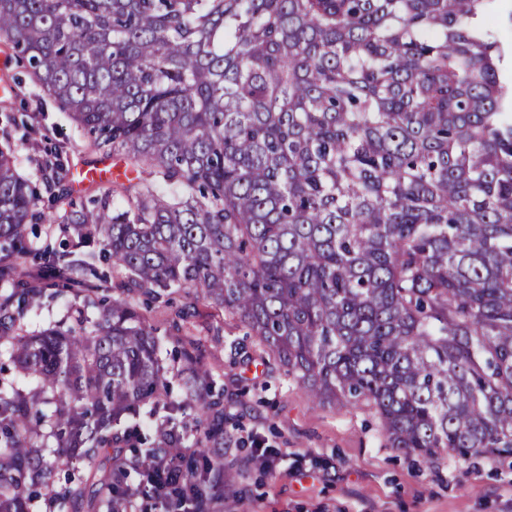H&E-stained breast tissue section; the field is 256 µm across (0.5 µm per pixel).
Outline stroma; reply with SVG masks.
I'll list each match as a JSON object with an SVG mask.
<instances>
[{"mask_svg": "<svg viewBox=\"0 0 512 512\" xmlns=\"http://www.w3.org/2000/svg\"><path fill=\"white\" fill-rule=\"evenodd\" d=\"M5 112L36 118L28 137L0 121V140L11 137L18 170L33 184L44 180L34 162L44 140L63 148L72 172L104 159L30 79L0 93V114ZM148 316L165 332L172 398L182 396L178 371L190 348L223 399L224 470L235 477L224 489V512L244 505L249 512H512V470L483 459L428 465L387 448L373 409L313 403L232 316H215L198 304L189 338L173 333L180 322L176 306L151 305ZM260 450L271 465L256 462Z\"/></svg>", "mask_w": 512, "mask_h": 512, "instance_id": "stroma-1", "label": "stroma"}]
</instances>
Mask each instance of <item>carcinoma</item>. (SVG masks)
<instances>
[{"label": "carcinoma", "instance_id": "carcinoma-1", "mask_svg": "<svg viewBox=\"0 0 512 512\" xmlns=\"http://www.w3.org/2000/svg\"><path fill=\"white\" fill-rule=\"evenodd\" d=\"M490 2L0 0V42L138 172L61 213L67 189L43 197L0 141V512L224 496L219 405L197 412L208 460L174 423L211 373L188 354L184 401L160 399L139 299L177 291L183 320L230 314L313 402L371 406L387 447L512 469V47ZM43 223L66 242L30 240ZM49 294L66 318L28 331ZM507 4L508 9L505 11L503 6ZM512 8V0H496L489 12V26L497 32L498 36L504 43L512 42V30L502 23L503 14H506Z\"/></svg>", "mask_w": 512, "mask_h": 512}]
</instances>
